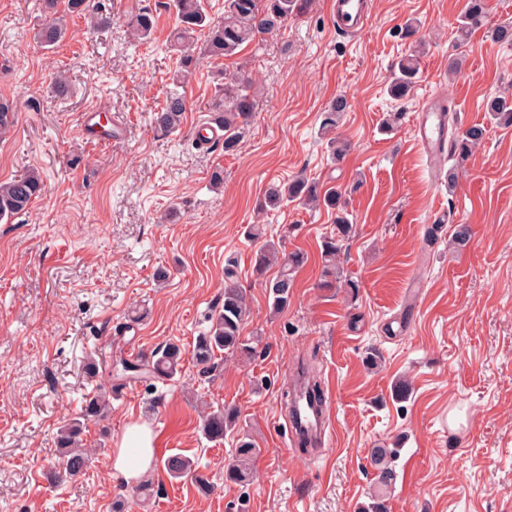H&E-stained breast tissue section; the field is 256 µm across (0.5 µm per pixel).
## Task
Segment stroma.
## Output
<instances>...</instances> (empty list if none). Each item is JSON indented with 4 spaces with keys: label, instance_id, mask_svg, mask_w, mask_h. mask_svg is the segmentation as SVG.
I'll use <instances>...</instances> for the list:
<instances>
[{
    "label": "stroma",
    "instance_id": "1",
    "mask_svg": "<svg viewBox=\"0 0 512 512\" xmlns=\"http://www.w3.org/2000/svg\"><path fill=\"white\" fill-rule=\"evenodd\" d=\"M100 2L111 28L72 17L67 38L47 50L34 39L41 0H0V99L15 107L0 138V180L33 166L45 181L26 215L0 223V512H360L378 488L371 448L395 443L387 512H512V128L489 126L460 165L415 144L427 97L452 100L458 136L483 122L485 101L512 98V47L489 35L512 22V0H487L484 27L462 45L465 0H373L368 24L350 37L333 27L331 0H309L277 35L226 61L201 60L173 133L152 117L174 88V12L165 0ZM144 7L157 29L134 45L128 22ZM410 18L426 50L412 98L396 102L387 85L412 48L399 34ZM228 73L258 85L231 155L194 136ZM62 75L68 93L59 97L52 81ZM339 95L349 101L340 132L350 149L335 162L319 127ZM93 107L123 126L121 141L78 137ZM391 112L402 118L387 132ZM299 175L342 193L355 233L340 269L354 289L320 285L330 213L258 208L270 182ZM250 224L308 255L278 315L253 272ZM458 224L472 230L462 249L451 242ZM229 260L249 300L244 333L261 341L253 359L221 358L203 377L192 347L221 307ZM171 342L181 374L155 388L123 380L109 412L87 423L95 453L85 474L57 484L54 439L81 414L90 352L100 353L97 383L107 391L110 352L134 361ZM301 361L332 392L333 429L317 458L292 443L279 404ZM400 380L410 391L401 401ZM227 405L240 411L239 432L207 440L203 411ZM134 424L154 437L148 496L112 470ZM243 433L260 453L251 482L239 485L225 469ZM174 454L195 461L207 492L167 475Z\"/></svg>",
    "mask_w": 512,
    "mask_h": 512
}]
</instances>
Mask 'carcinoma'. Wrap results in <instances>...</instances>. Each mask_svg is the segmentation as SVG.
<instances>
[{"label":"carcinoma","instance_id":"obj_1","mask_svg":"<svg viewBox=\"0 0 512 512\" xmlns=\"http://www.w3.org/2000/svg\"><path fill=\"white\" fill-rule=\"evenodd\" d=\"M44 18L36 32V39L45 48L62 42L68 33L67 16L72 13H86L98 30L111 25V16L103 13L98 0H42ZM168 8L176 14L177 25L172 31L171 40L180 51L179 67L174 83L186 82L195 70L201 57L228 59L239 53L242 46L261 35H271L280 30L288 18L301 14L307 8V0H224V19L216 21L208 12L206 0H170ZM486 18V0H467L463 14L458 21L459 35L464 37L482 27ZM157 24V18L149 8L142 9L131 22L135 41L149 38ZM205 36L203 50H197L195 34ZM421 59L420 50L414 49L401 57L395 64L387 92L395 101L407 99L414 87ZM253 82L243 77H224V84L216 89V98L210 105V122L224 128V153L231 154L238 147L241 130L247 124L253 106ZM348 110V101L343 96L334 98L323 113L321 133L328 137L331 158L342 160L348 152V144L336 137V127L341 114ZM188 111L186 97L178 91L168 93L164 105L154 112L155 126L164 132H175L183 123ZM490 123L500 127H512V99L494 97L485 105ZM487 133L484 124L470 126L459 138L448 142V152L458 163L468 159L472 149L480 145ZM44 188L41 173L29 168L23 174L7 181H0V222L10 223L28 211L30 205ZM290 204L325 207L335 215L336 233L322 243L323 270L320 287L336 288L341 274L336 258L341 250V242L352 236L353 224L342 205L341 192L334 188L321 190L317 183L304 177H296L286 183L269 184L264 194L263 209L277 210ZM247 236L263 240L254 258L257 275H264L266 269L275 264L277 275L268 281L266 291L273 312L280 313L288 308L290 288L294 287V273L307 257L300 251L286 252L282 246L264 239V228L251 224ZM248 314L246 293L239 283L236 266L229 261L224 266V299L221 309L211 317L209 329L196 337L192 357L198 375L208 376L214 371L217 354L226 357L250 359L256 353L254 341L243 335L244 323ZM181 348L169 343L157 350L153 360L147 364L130 362L119 358L115 362L116 375H126L139 370L155 379L170 380L182 368ZM110 408V400L101 392H93L86 400L82 417L74 418L63 425L56 435L58 448L59 477L72 480L83 474L90 461L87 449L82 447L84 421L104 415ZM240 411L234 406H226L205 416L204 435L219 441L224 433L234 429L239 421ZM398 448H375L371 461L379 469V491L371 497V502L363 507V512H386L383 503V490L388 488L395 473L389 461L396 457ZM259 454L252 440L239 442L234 459L226 470V478L234 483L250 481L255 458ZM168 475L177 480L194 478L196 484L206 490L202 476L196 473L194 462L182 455H173L165 461Z\"/></svg>","mask_w":512,"mask_h":512}]
</instances>
